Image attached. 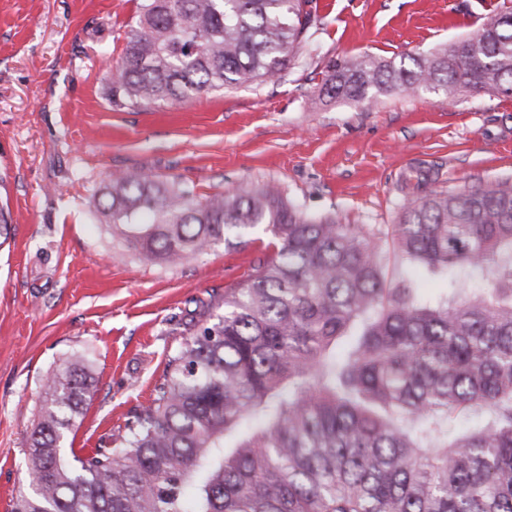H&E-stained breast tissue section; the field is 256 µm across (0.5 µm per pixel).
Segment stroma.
<instances>
[{
    "label": "stroma",
    "instance_id": "1",
    "mask_svg": "<svg viewBox=\"0 0 512 512\" xmlns=\"http://www.w3.org/2000/svg\"><path fill=\"white\" fill-rule=\"evenodd\" d=\"M311 65L286 80L133 112L107 91L139 0H0V512L27 485L25 448L46 375L77 357L94 385L64 446L83 455L150 399L178 320L273 254L257 228L176 266L140 263L86 201L111 175L144 169L199 195L276 182L310 213L396 223L432 189L512 177V96L456 107L420 91L371 104L320 93L329 59L394 62L472 35L502 0H317Z\"/></svg>",
    "mask_w": 512,
    "mask_h": 512
}]
</instances>
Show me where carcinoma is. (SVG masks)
I'll list each match as a JSON object with an SVG mask.
<instances>
[{
	"label": "carcinoma",
	"mask_w": 512,
	"mask_h": 512,
	"mask_svg": "<svg viewBox=\"0 0 512 512\" xmlns=\"http://www.w3.org/2000/svg\"><path fill=\"white\" fill-rule=\"evenodd\" d=\"M312 3L141 0L108 99L138 111L282 81L322 30ZM425 90L512 94V6L408 65L331 59L321 85L367 103ZM90 211L151 264L260 225L278 248L195 301L148 404L93 452L63 451L88 367L49 373L14 512H512V178L431 190L388 225L309 214L271 183L199 199L144 171ZM385 242L440 294L387 277ZM466 272L486 286L460 288Z\"/></svg>",
	"instance_id": "carcinoma-1"
}]
</instances>
